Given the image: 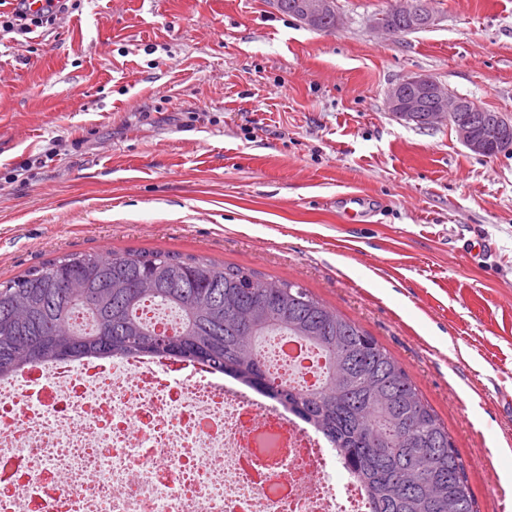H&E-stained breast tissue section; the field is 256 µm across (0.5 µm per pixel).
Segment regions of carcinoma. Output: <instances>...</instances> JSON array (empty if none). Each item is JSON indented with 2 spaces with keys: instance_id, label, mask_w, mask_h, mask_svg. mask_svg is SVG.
I'll use <instances>...</instances> for the list:
<instances>
[{
  "instance_id": "cac0c4a2",
  "label": "carcinoma",
  "mask_w": 512,
  "mask_h": 512,
  "mask_svg": "<svg viewBox=\"0 0 512 512\" xmlns=\"http://www.w3.org/2000/svg\"><path fill=\"white\" fill-rule=\"evenodd\" d=\"M478 135L497 112H457ZM180 313L170 334L140 311ZM284 332L318 350L320 387L280 384L259 340ZM151 353L200 361L285 405L326 435L370 512H477L448 429L392 355L354 321L287 280L153 251L71 253L0 283V378L62 357Z\"/></svg>"
}]
</instances>
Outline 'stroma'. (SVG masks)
<instances>
[{"mask_svg":"<svg viewBox=\"0 0 512 512\" xmlns=\"http://www.w3.org/2000/svg\"><path fill=\"white\" fill-rule=\"evenodd\" d=\"M391 4L323 32L272 0H81L0 30V281L162 250L298 283L407 372L478 512H512V154L386 107L427 74L512 117V0L384 35Z\"/></svg>","mask_w":512,"mask_h":512,"instance_id":"1","label":"stroma"}]
</instances>
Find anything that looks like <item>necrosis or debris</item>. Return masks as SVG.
I'll use <instances>...</instances> for the list:
<instances>
[{
  "instance_id": "obj_1",
  "label": "necrosis or debris",
  "mask_w": 512,
  "mask_h": 512,
  "mask_svg": "<svg viewBox=\"0 0 512 512\" xmlns=\"http://www.w3.org/2000/svg\"><path fill=\"white\" fill-rule=\"evenodd\" d=\"M276 336L280 381L323 368ZM338 448L287 407L222 373L156 355L60 360L0 379V512H369L332 478Z\"/></svg>"
}]
</instances>
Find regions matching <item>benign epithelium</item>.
<instances>
[{
	"mask_svg": "<svg viewBox=\"0 0 512 512\" xmlns=\"http://www.w3.org/2000/svg\"><path fill=\"white\" fill-rule=\"evenodd\" d=\"M401 5L372 18L373 28L387 34H397L399 30L393 25V18L403 16L415 20L419 27L428 29L435 23L432 13H423L417 0H400ZM336 0H300L298 19L309 28H316L323 17L332 14ZM407 82L412 87V93L404 96L402 85H394L387 94L388 110L396 114L406 123L415 120L414 113L424 111L427 103H432V121L437 123L450 119L453 112H476L479 105L464 97H452L435 79L427 75L411 76ZM460 142L472 153H485V140L475 135L470 128L460 125L455 127Z\"/></svg>",
	"mask_w": 512,
	"mask_h": 512,
	"instance_id": "7a95c632",
	"label": "benign epithelium"
}]
</instances>
